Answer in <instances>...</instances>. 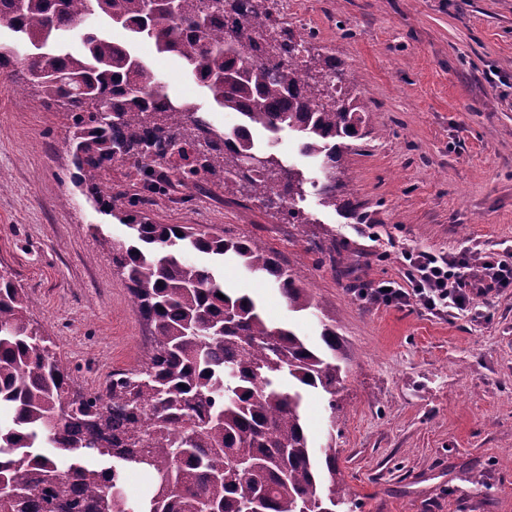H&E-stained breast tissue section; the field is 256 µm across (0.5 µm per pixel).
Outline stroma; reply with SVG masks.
Masks as SVG:
<instances>
[{"mask_svg":"<svg viewBox=\"0 0 512 512\" xmlns=\"http://www.w3.org/2000/svg\"><path fill=\"white\" fill-rule=\"evenodd\" d=\"M286 22L371 102L373 132L340 173L370 225L310 192L295 203L306 223L291 224L219 183L184 204L157 199L149 214L224 225L303 275L316 307L293 313L264 278L224 267L225 284L271 320L313 342L325 324L342 337L335 406L313 392L305 409L314 445L335 444L348 512H512V286L438 316L358 296L403 281L406 251L512 254V0H292ZM131 44L173 97L221 129L242 123L172 56ZM69 138L60 109L0 75V270L91 392L137 365L148 330L106 248L127 229L74 187ZM253 138L313 172L296 132Z\"/></svg>","mask_w":512,"mask_h":512,"instance_id":"stroma-1","label":"stroma"}]
</instances>
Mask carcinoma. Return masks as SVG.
Wrapping results in <instances>:
<instances>
[{
	"label": "carcinoma",
	"instance_id": "carcinoma-1",
	"mask_svg": "<svg viewBox=\"0 0 512 512\" xmlns=\"http://www.w3.org/2000/svg\"><path fill=\"white\" fill-rule=\"evenodd\" d=\"M276 11L275 0H176L173 15L150 11L147 0H0V27L34 50L22 57L0 41V68L65 110L71 178L130 230V243L110 252L112 266L150 332L136 367L97 391H75L54 338L27 315V292L0 270V411L11 413L0 425V487L10 492L0 494V512H336L344 504L336 448H312L303 405L312 388L336 413L340 336L325 324L323 348L310 347L227 287L215 264L232 258L261 275L294 312L314 308L302 276L222 228L147 214L172 182L203 190L216 178L226 194L267 208L288 203L290 224L309 223L294 207L308 185L322 206L368 223L343 197L337 170L368 135L370 102L336 58L280 26ZM90 17L176 56L219 106L244 118L234 137L195 103L171 98L130 45L98 28L75 33ZM254 127L300 133V152L320 161L323 178L255 150ZM254 157L261 170L241 168ZM115 164L137 193L104 185L102 172ZM187 252L213 264L189 262ZM286 377L295 382L288 390ZM131 468L153 477L139 502L122 488Z\"/></svg>",
	"mask_w": 512,
	"mask_h": 512
}]
</instances>
